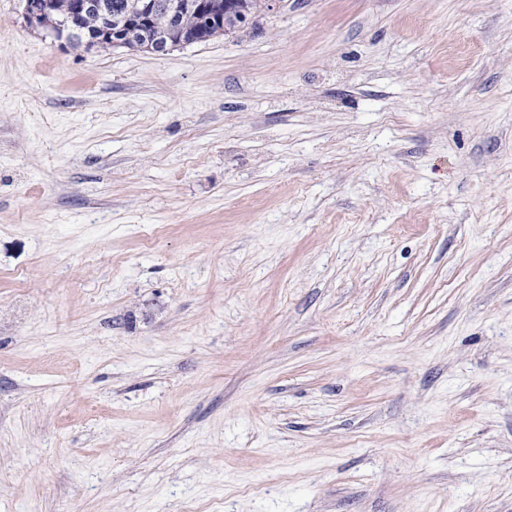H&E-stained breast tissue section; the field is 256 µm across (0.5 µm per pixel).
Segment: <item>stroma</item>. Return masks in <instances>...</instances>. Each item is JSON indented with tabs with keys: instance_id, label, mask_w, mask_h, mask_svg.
Here are the masks:
<instances>
[{
	"instance_id": "1",
	"label": "stroma",
	"mask_w": 512,
	"mask_h": 512,
	"mask_svg": "<svg viewBox=\"0 0 512 512\" xmlns=\"http://www.w3.org/2000/svg\"><path fill=\"white\" fill-rule=\"evenodd\" d=\"M0 0V512H512V0H270L163 55Z\"/></svg>"
}]
</instances>
